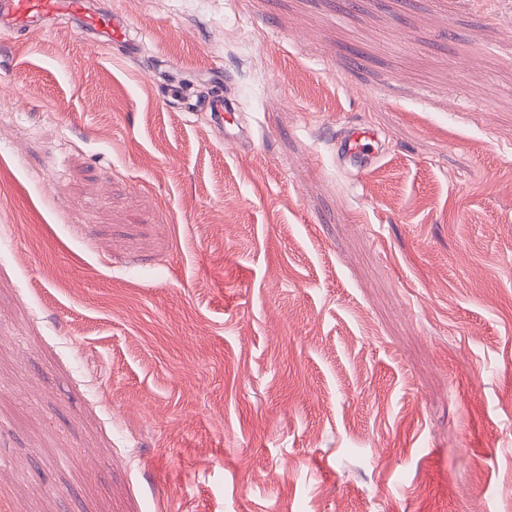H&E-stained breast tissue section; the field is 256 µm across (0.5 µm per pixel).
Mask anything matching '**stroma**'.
Instances as JSON below:
<instances>
[{
  "instance_id": "35a3bbf8",
  "label": "stroma",
  "mask_w": 512,
  "mask_h": 512,
  "mask_svg": "<svg viewBox=\"0 0 512 512\" xmlns=\"http://www.w3.org/2000/svg\"><path fill=\"white\" fill-rule=\"evenodd\" d=\"M109 5L0 32V512H512V0ZM75 21L82 32L95 35L97 42L122 46L136 58L141 43L132 37V27L120 13L98 7L90 0H1L0 30H40L52 18ZM380 144L381 133L377 129L350 126L338 144L337 153L344 161L365 172L382 157Z\"/></svg>"
}]
</instances>
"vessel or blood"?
<instances>
[{
    "mask_svg": "<svg viewBox=\"0 0 512 512\" xmlns=\"http://www.w3.org/2000/svg\"><path fill=\"white\" fill-rule=\"evenodd\" d=\"M74 20L80 31L95 35L98 43L122 46L129 57H137L140 42L120 13L96 6L93 0H0V30H40L53 18ZM381 134L370 127H349L337 148L344 161L367 171L381 157Z\"/></svg>",
    "mask_w": 512,
    "mask_h": 512,
    "instance_id": "1",
    "label": "vessel or blood"
}]
</instances>
